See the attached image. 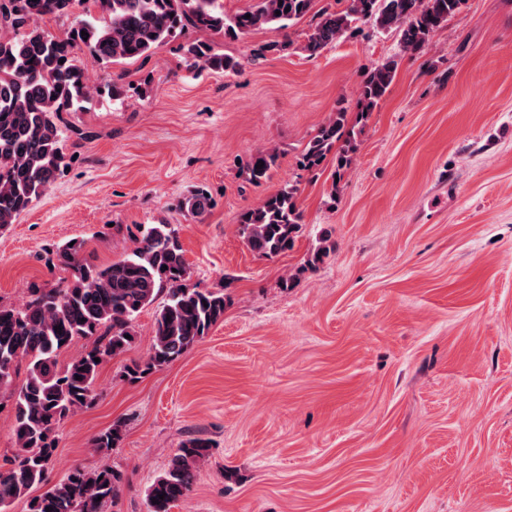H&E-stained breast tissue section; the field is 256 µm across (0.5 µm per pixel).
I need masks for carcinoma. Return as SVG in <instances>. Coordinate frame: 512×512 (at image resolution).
I'll use <instances>...</instances> for the list:
<instances>
[{
    "instance_id": "carcinoma-1",
    "label": "carcinoma",
    "mask_w": 512,
    "mask_h": 512,
    "mask_svg": "<svg viewBox=\"0 0 512 512\" xmlns=\"http://www.w3.org/2000/svg\"><path fill=\"white\" fill-rule=\"evenodd\" d=\"M315 0H257L255 7L233 15L222 0H0V230L42 197L66 165L60 117L84 112L94 96L116 100L131 87L123 77L93 91L86 82L77 52L86 51L107 65L146 60L173 41L186 66L215 73L235 70L239 63L218 50L205 33L233 40L267 27L281 39L261 44L254 56L300 50L310 56L371 22L381 31L399 29L402 51L421 53L463 0H336L339 10H314ZM87 5L89 18L72 23L58 35L45 25ZM311 25L301 44L287 29L307 15ZM87 35H81V32ZM398 60L390 58L365 72L356 112L340 108L310 136L298 158L299 167L315 173L328 156L340 177L353 161L357 138L369 115L384 100ZM279 153L258 151L246 160L247 182L259 186L271 177ZM299 187L286 184L246 209L239 233L259 258L290 250L304 224L298 205ZM185 208L202 215L213 205L205 190L185 199ZM133 248L108 265L83 256L84 243L65 242L47 259L70 277L50 288L29 289L22 308L0 304V390L8 392L14 415L16 452L0 467V512L24 499L27 512H107L125 487L122 471L74 469L41 494L32 491L47 481L56 448V431L79 411L93 405L95 383L103 363L123 355L135 341L134 321L161 294L155 313L153 342L144 362L125 365L124 376L136 381L150 371L180 359L210 329L224 320V292L189 283L178 229L170 224H138ZM91 346L65 366L58 355L75 340ZM25 365L22 384L12 387L13 374ZM126 423L119 419L100 431L92 445L117 447ZM210 441L184 440L168 468L145 490L147 512H171L193 490L195 472L208 457ZM163 498H158V495Z\"/></svg>"
}]
</instances>
